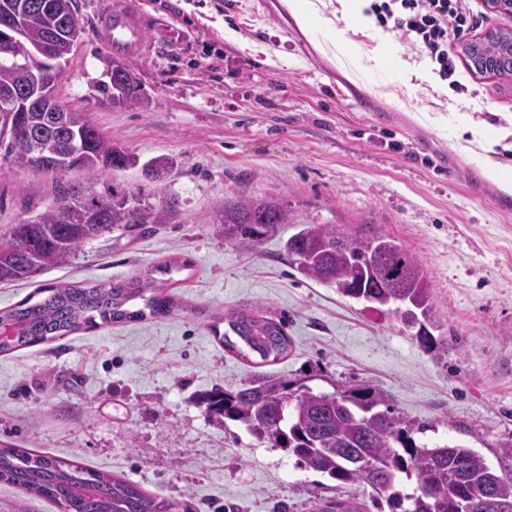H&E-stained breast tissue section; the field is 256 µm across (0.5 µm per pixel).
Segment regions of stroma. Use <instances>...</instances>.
I'll list each match as a JSON object with an SVG mask.
<instances>
[{
  "instance_id": "1",
  "label": "stroma",
  "mask_w": 512,
  "mask_h": 512,
  "mask_svg": "<svg viewBox=\"0 0 512 512\" xmlns=\"http://www.w3.org/2000/svg\"><path fill=\"white\" fill-rule=\"evenodd\" d=\"M81 45L57 86L117 146L174 165L160 183L106 176L178 194L162 224L86 244L42 284L127 279L171 257L193 266L166 318L81 330L0 356V443L41 449L125 477L179 512H312L355 494L388 512L370 486L355 491L303 468L243 425L210 420L195 402L215 386L260 377L317 378L318 388L381 392L419 444L449 441L494 460L512 438V80L459 65L467 94L433 76L400 32L337 29L362 53L399 58L351 80L279 0H120L152 22L150 52L125 58L141 100L115 106L96 89L110 53L97 41L98 0H75ZM287 54L280 63L279 54ZM485 131L471 139L465 124ZM43 173L0 162V225L53 199ZM274 193L296 221L366 222L422 263L448 352L437 358L395 315L303 277L282 250V225L259 250L214 234L213 207L240 193ZM260 309L284 319L288 352L273 363L230 351L213 317Z\"/></svg>"
}]
</instances>
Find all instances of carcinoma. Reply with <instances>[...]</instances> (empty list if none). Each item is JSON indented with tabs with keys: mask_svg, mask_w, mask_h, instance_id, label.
<instances>
[{
	"mask_svg": "<svg viewBox=\"0 0 512 512\" xmlns=\"http://www.w3.org/2000/svg\"><path fill=\"white\" fill-rule=\"evenodd\" d=\"M62 15L46 0H0V15L14 24L0 28V42L11 57H0V160L18 170L52 177L55 195L35 216L0 226V282H31L44 271L67 265L89 242L140 224H162L181 207L178 195L159 201L143 188L104 180L108 169L137 168L149 182L166 177V157L146 161L112 145L85 112L68 107L56 111V95L39 80L15 95L3 89L18 84V67L31 71L64 68L78 50L83 28L73 0ZM53 61L43 62L40 46L49 37ZM464 52L497 63L495 76L512 78V30L501 28L488 38L466 45ZM103 93L109 100L140 101L135 78L107 71ZM72 171L84 175L70 181ZM291 212L273 193L240 195L212 211L216 235L256 250ZM288 259L305 277L341 295L387 308L400 316L427 352L445 353L433 331L443 326L437 316L426 272L406 247L388 235L361 227L349 231L336 224H299L283 244ZM191 263L164 260L143 275L83 285H41L42 298L0 310V328L11 337L0 340V356L77 331L112 323L166 317L177 307L168 289ZM143 307L130 309L133 301ZM230 333L224 346L244 355L230 335L264 362L288 350L281 321L260 310L225 316ZM213 418L240 422L256 437L282 448L306 469L336 481V487L368 485L385 494L390 512H512V439L499 444L497 464L456 443L419 446L405 421L383 395L356 385L316 390L304 380L267 378L235 391L215 388L199 397ZM0 481L62 506L66 512H176V505L115 475L94 472L80 463L29 449L0 446ZM315 512H362L356 499H323Z\"/></svg>",
	"mask_w": 512,
	"mask_h": 512,
	"instance_id": "obj_1",
	"label": "carcinoma"
}]
</instances>
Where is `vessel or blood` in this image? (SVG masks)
Segmentation results:
<instances>
[{"label": "vessel or blood", "instance_id": "obj_1", "mask_svg": "<svg viewBox=\"0 0 512 512\" xmlns=\"http://www.w3.org/2000/svg\"><path fill=\"white\" fill-rule=\"evenodd\" d=\"M97 22L103 45L113 54L139 56L149 51V21L139 10H116L110 0H103Z\"/></svg>", "mask_w": 512, "mask_h": 512}]
</instances>
